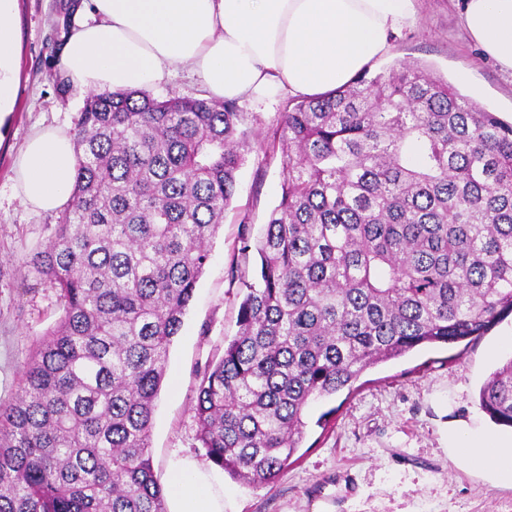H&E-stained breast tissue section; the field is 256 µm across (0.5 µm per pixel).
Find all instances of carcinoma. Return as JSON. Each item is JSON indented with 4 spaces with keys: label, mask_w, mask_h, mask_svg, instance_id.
<instances>
[{
    "label": "carcinoma",
    "mask_w": 512,
    "mask_h": 512,
    "mask_svg": "<svg viewBox=\"0 0 512 512\" xmlns=\"http://www.w3.org/2000/svg\"><path fill=\"white\" fill-rule=\"evenodd\" d=\"M71 199L30 264L58 324L0 400V512H165L150 432L169 349L256 142L234 101L93 94ZM282 193L238 330L197 388L214 465L274 482L313 400L512 313V125L421 65L290 102L268 137ZM512 427V359L479 393Z\"/></svg>",
    "instance_id": "carcinoma-1"
}]
</instances>
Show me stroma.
I'll use <instances>...</instances> for the list:
<instances>
[{"label": "stroma", "instance_id": "stroma-1", "mask_svg": "<svg viewBox=\"0 0 512 512\" xmlns=\"http://www.w3.org/2000/svg\"><path fill=\"white\" fill-rule=\"evenodd\" d=\"M81 0H17L15 106L0 126V400L15 395L34 342L63 315L57 292L28 261L44 249L56 213L35 214L16 197V158L30 134L52 126L72 132L86 93L68 83L60 51ZM416 20L392 35L371 68L418 62L486 111L512 123V75L484 57L464 31L460 0H417ZM467 82H460V73ZM281 149L253 147L240 169L210 260L169 352L151 430L153 468L164 491L176 461H210L196 439L193 407L205 366L236 331L242 283L253 280L255 253L241 254L242 227L259 234L281 198ZM512 315L467 344L414 350L367 369L349 393L312 403L293 462L269 485L220 473L229 512H512V488L495 487L455 466L443 450L446 421L481 416L479 390L512 358L503 349ZM327 426H318L322 413Z\"/></svg>", "mask_w": 512, "mask_h": 512}]
</instances>
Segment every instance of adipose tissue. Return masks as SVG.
<instances>
[{"label":"adipose tissue","mask_w":512,"mask_h":512,"mask_svg":"<svg viewBox=\"0 0 512 512\" xmlns=\"http://www.w3.org/2000/svg\"><path fill=\"white\" fill-rule=\"evenodd\" d=\"M15 0H0V126L14 97ZM62 67L86 92L146 89L189 68L208 97L241 101L279 93L319 98L352 82L415 18V0H86ZM465 31L512 73V0H465ZM76 157L69 134L35 130L15 162L16 196L34 212L70 199ZM442 443L458 467L512 488V437L475 421L447 423ZM169 512H224L207 469L179 467Z\"/></svg>","instance_id":"1"}]
</instances>
